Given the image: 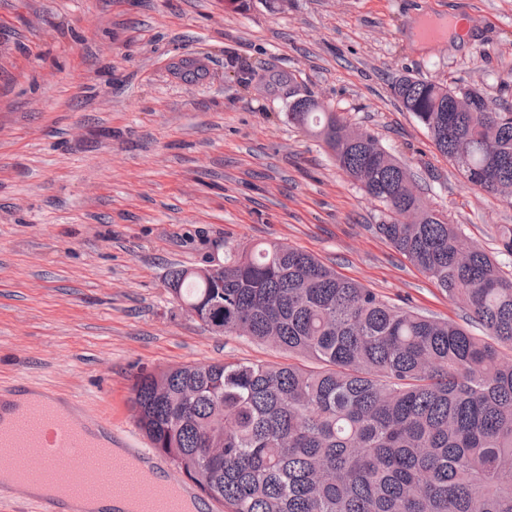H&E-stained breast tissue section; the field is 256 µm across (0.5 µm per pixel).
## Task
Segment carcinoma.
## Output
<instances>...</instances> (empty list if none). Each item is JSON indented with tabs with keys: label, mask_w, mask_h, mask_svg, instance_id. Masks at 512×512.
<instances>
[{
	"label": "carcinoma",
	"mask_w": 512,
	"mask_h": 512,
	"mask_svg": "<svg viewBox=\"0 0 512 512\" xmlns=\"http://www.w3.org/2000/svg\"><path fill=\"white\" fill-rule=\"evenodd\" d=\"M393 94L471 188L512 200V108L410 76ZM288 119L364 196L376 231L485 331L392 305L315 256L270 241L216 279L173 267L168 293L205 326L296 363L214 362L141 373L139 429L224 512H512V278L427 207L405 164L309 96ZM224 451L210 452L218 431Z\"/></svg>",
	"instance_id": "obj_1"
}]
</instances>
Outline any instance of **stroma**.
<instances>
[{
  "instance_id": "35a3bbf8",
  "label": "stroma",
  "mask_w": 512,
  "mask_h": 512,
  "mask_svg": "<svg viewBox=\"0 0 512 512\" xmlns=\"http://www.w3.org/2000/svg\"><path fill=\"white\" fill-rule=\"evenodd\" d=\"M466 38L432 51L425 18ZM512 105V0H0V393L77 399L149 448L132 384L187 363H284L180 309L170 267L279 241L475 335L374 225L385 215L288 119V84L368 128L423 200L499 248L512 205L466 185L392 86Z\"/></svg>"
}]
</instances>
